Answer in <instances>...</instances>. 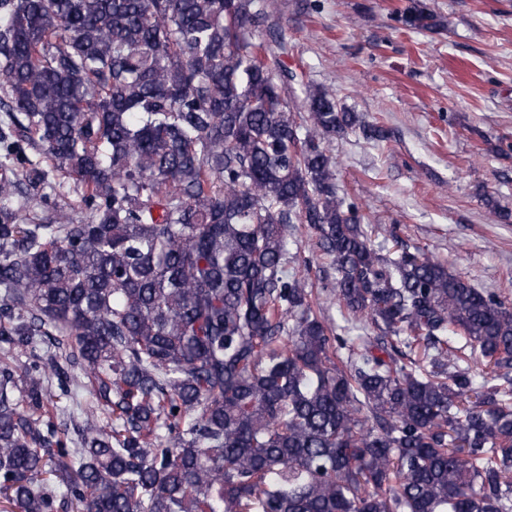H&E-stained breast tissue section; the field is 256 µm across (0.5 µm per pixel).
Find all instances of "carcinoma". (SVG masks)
<instances>
[{
    "instance_id": "obj_1",
    "label": "carcinoma",
    "mask_w": 512,
    "mask_h": 512,
    "mask_svg": "<svg viewBox=\"0 0 512 512\" xmlns=\"http://www.w3.org/2000/svg\"><path fill=\"white\" fill-rule=\"evenodd\" d=\"M0 17V512H512V302L372 244L328 146L388 136L278 67L258 0ZM54 171L85 216H42ZM296 224L377 335L289 270ZM321 301L324 302L326 314L337 325L345 326L347 328L346 336H366L372 330L364 329L363 323H347L342 318V313L336 301L329 296L321 295Z\"/></svg>"
}]
</instances>
